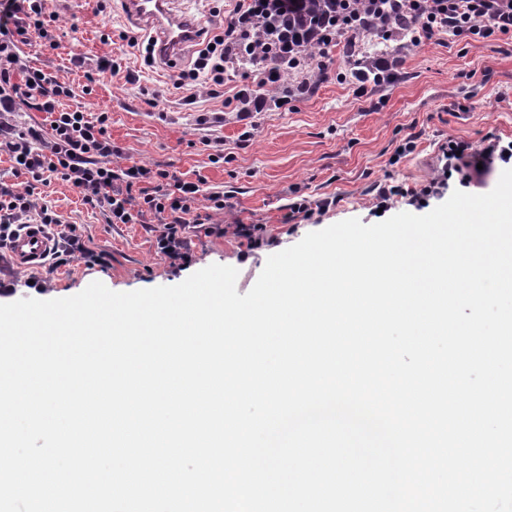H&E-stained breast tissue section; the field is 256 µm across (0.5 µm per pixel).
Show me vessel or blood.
<instances>
[{"label": "vessel or blood", "mask_w": 512, "mask_h": 512, "mask_svg": "<svg viewBox=\"0 0 512 512\" xmlns=\"http://www.w3.org/2000/svg\"><path fill=\"white\" fill-rule=\"evenodd\" d=\"M127 19L148 35L159 59L169 61L196 40L199 25L189 13H174L169 0H121ZM54 245L52 237L38 224L20 232L11 244L16 265L22 269L40 267Z\"/></svg>", "instance_id": "b4317fda"}]
</instances>
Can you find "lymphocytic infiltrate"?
I'll use <instances>...</instances> for the list:
<instances>
[{
	"instance_id": "f902f5d3",
	"label": "lymphocytic infiltrate",
	"mask_w": 512,
	"mask_h": 512,
	"mask_svg": "<svg viewBox=\"0 0 512 512\" xmlns=\"http://www.w3.org/2000/svg\"><path fill=\"white\" fill-rule=\"evenodd\" d=\"M293 5V0H236L223 27L214 30L209 48L199 52L192 68L174 75L176 88L214 95L224 84L225 71L247 60L256 66L257 79L226 99L225 111L246 116L267 109L270 102L284 107L304 96L330 56L328 51L308 53L303 44L289 41L287 31L278 30L277 19L287 16ZM390 7L413 18L410 42L415 47L445 34L512 40V0H392ZM33 37L42 39L46 48L55 46L48 34L45 0H0V149L9 153L15 177L12 184L0 183V249L35 218L57 229L56 256L83 253L76 230L59 231L57 215L33 198L35 183L54 178L102 208L107 223L131 224L143 212L154 213L163 225L156 238L158 255L189 263L186 230L202 221L197 211L200 183L146 164L115 163L119 150L108 131V113L92 119L78 109L60 110L62 99L74 97V87L57 74L27 66L23 47ZM20 109L50 114L53 128L16 130L11 117ZM441 159L422 195L443 194L452 172L480 167L488 173L497 165H512V140H452Z\"/></svg>"
}]
</instances>
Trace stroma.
<instances>
[{
    "instance_id": "35a3bbf8",
    "label": "stroma",
    "mask_w": 512,
    "mask_h": 512,
    "mask_svg": "<svg viewBox=\"0 0 512 512\" xmlns=\"http://www.w3.org/2000/svg\"><path fill=\"white\" fill-rule=\"evenodd\" d=\"M56 14L57 49L32 39L23 51L30 66L73 83L75 98L64 100L89 117L106 112L121 164L146 163L181 178L200 181L201 212L208 197L223 193L226 207L218 222L259 225L256 242L189 232L191 262L173 265L156 254L157 217L145 213L133 224L107 223L101 208L85 204L65 182L37 185V203L51 205L62 226H75L86 250L47 269L10 268L0 274V304L22 298L49 300L76 295L89 281L115 292L173 286L206 264L233 263L238 294H245L267 258L306 234L356 218L380 222L383 215L408 211L397 199L386 214L376 209V186L389 180L421 188L431 177L443 146L452 139L487 136L512 139V42L451 39L399 53V76L391 85L357 95L350 65L334 47L323 80L289 108L242 119L223 111L222 99L205 95L186 101L172 77L197 56L188 48L169 63L146 64L127 45L140 32L117 0H48ZM105 56L121 57L123 77L88 83L85 74ZM91 93H84V85ZM155 105H148V95ZM415 149L397 155L407 135ZM335 199L324 214L289 222L288 206L298 197Z\"/></svg>"
}]
</instances>
